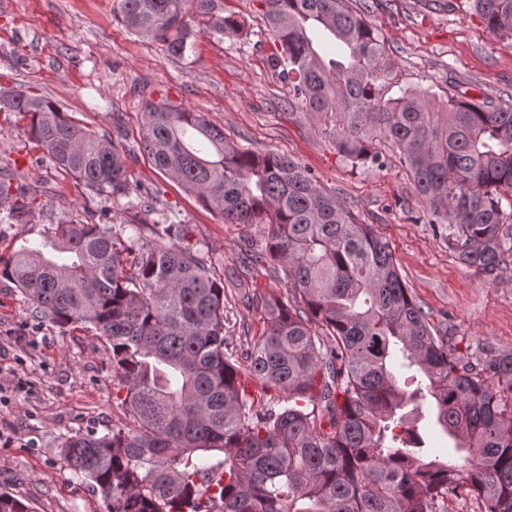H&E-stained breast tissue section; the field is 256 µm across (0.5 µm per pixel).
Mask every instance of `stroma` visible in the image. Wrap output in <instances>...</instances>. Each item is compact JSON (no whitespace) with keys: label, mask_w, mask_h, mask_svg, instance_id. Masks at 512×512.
Here are the masks:
<instances>
[{"label":"stroma","mask_w":512,"mask_h":512,"mask_svg":"<svg viewBox=\"0 0 512 512\" xmlns=\"http://www.w3.org/2000/svg\"><path fill=\"white\" fill-rule=\"evenodd\" d=\"M220 2L244 21L247 36H221L200 24L180 58L125 29L117 0H0V89L29 87L69 118L98 129L119 126V150L143 199L113 208L44 158L25 121L2 110L0 174L15 176L39 205L30 223H0V253L43 239L61 214L101 224L113 208L129 224L190 225L192 243L216 273L238 272L259 294L288 299L280 265H243L249 244L262 241L259 226L224 223L141 150L145 107L165 100L206 114L235 144L311 169L388 241L410 294L450 346L512 351V269L491 279L459 263L393 147L382 145L379 169L341 161L313 118L292 105L287 79L274 72L259 0ZM349 4L363 10L394 58L397 87L440 99L456 90L475 102L512 92V38L492 36L472 0ZM224 316V335L236 350L264 330L262 312L234 299H225ZM116 387L104 338L35 320L22 295L0 283V492L27 512H108L107 500L74 474L57 445L80 429L105 433L129 424Z\"/></svg>","instance_id":"stroma-1"}]
</instances>
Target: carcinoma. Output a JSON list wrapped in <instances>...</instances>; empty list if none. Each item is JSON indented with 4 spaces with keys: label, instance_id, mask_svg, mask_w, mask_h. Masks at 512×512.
I'll use <instances>...</instances> for the list:
<instances>
[{
    "label": "carcinoma",
    "instance_id": "1",
    "mask_svg": "<svg viewBox=\"0 0 512 512\" xmlns=\"http://www.w3.org/2000/svg\"><path fill=\"white\" fill-rule=\"evenodd\" d=\"M272 66L336 155L382 164L390 142L459 261L489 276L512 265V94L477 104L402 89L395 61L347 0H262ZM494 35L512 36V0H474ZM125 27L183 56L199 16L243 31L218 0H120ZM322 32L343 49L329 57ZM61 170L117 204L138 193L109 131L63 115L30 91L0 92V110ZM140 147L226 224H259L256 261L285 265L293 303L224 279L187 244L185 224H154L124 245L126 225L62 216L47 240L0 262L31 314L107 340L132 423L77 431L58 444L110 512H440L448 495L512 512V351L477 358L448 346L413 300L389 243L311 170L257 155L205 114L146 106ZM0 178V222L26 224L36 198ZM232 289L265 329L236 354L224 338ZM317 325L329 338L316 341ZM280 393L278 400L267 392ZM428 405L457 463L424 447L407 408Z\"/></svg>",
    "mask_w": 512,
    "mask_h": 512
}]
</instances>
